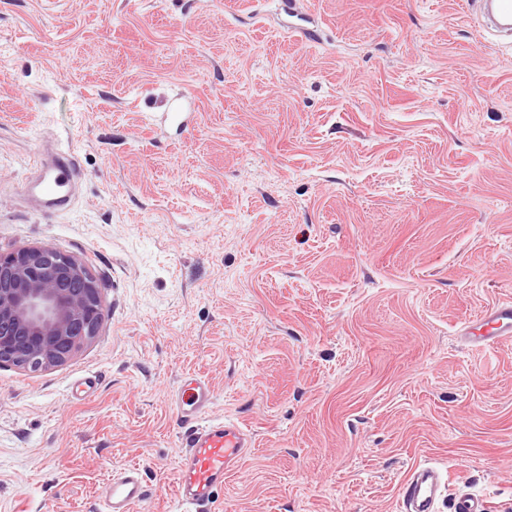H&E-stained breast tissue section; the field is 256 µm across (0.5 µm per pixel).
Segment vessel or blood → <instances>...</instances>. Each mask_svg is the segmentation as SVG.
Listing matches in <instances>:
<instances>
[{"instance_id":"1","label":"vessel or blood","mask_w":512,"mask_h":512,"mask_svg":"<svg viewBox=\"0 0 512 512\" xmlns=\"http://www.w3.org/2000/svg\"><path fill=\"white\" fill-rule=\"evenodd\" d=\"M483 13L497 31H512V0H485ZM73 163L44 165L39 190L51 201L68 202L73 180ZM466 340L487 347L512 336V302L492 305L465 330ZM213 390L196 374L183 378L175 396L174 409L185 432V448L177 471V498L182 512H213L224 479L237 471L250 454L254 442L244 424L224 419H206L213 403ZM445 481L439 468L412 467L401 483V512H437ZM147 489L143 470L133 464L111 476L102 498L105 512H134L145 501Z\"/></svg>"}]
</instances>
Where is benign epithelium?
<instances>
[{"label": "benign epithelium", "instance_id": "benign-epithelium-1", "mask_svg": "<svg viewBox=\"0 0 512 512\" xmlns=\"http://www.w3.org/2000/svg\"><path fill=\"white\" fill-rule=\"evenodd\" d=\"M100 288L86 266L50 245L0 254V365L60 366L97 335Z\"/></svg>", "mask_w": 512, "mask_h": 512}]
</instances>
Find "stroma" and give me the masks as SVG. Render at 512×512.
<instances>
[{"mask_svg":"<svg viewBox=\"0 0 512 512\" xmlns=\"http://www.w3.org/2000/svg\"><path fill=\"white\" fill-rule=\"evenodd\" d=\"M43 149L66 209L27 196ZM43 244L103 318L0 366V512H101L129 464L179 512L189 373L254 440L217 512H399L419 463L512 512V338L459 339L512 300V48L475 0H0V252ZM67 159L68 163H59L58 160L45 164L39 183L41 194L57 204L67 203L70 196L74 160L68 157Z\"/></svg>","mask_w":512,"mask_h":512,"instance_id":"stroma-1","label":"stroma"}]
</instances>
